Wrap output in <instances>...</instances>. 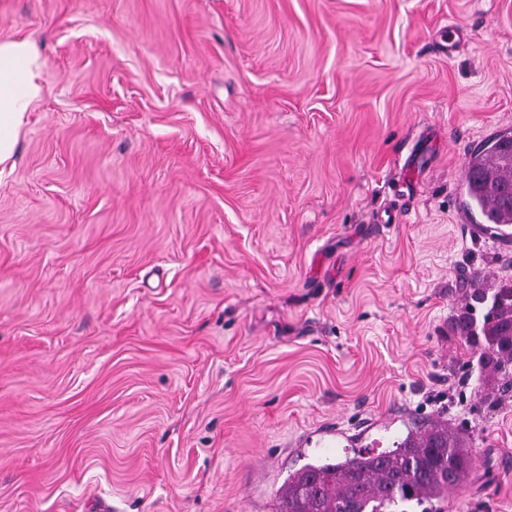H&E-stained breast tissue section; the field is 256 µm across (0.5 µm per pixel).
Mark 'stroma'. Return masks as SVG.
<instances>
[{"mask_svg": "<svg viewBox=\"0 0 512 512\" xmlns=\"http://www.w3.org/2000/svg\"><path fill=\"white\" fill-rule=\"evenodd\" d=\"M14 36L45 66L0 170V512H278L438 417L474 457L444 512H512V392L448 331L512 280L462 203L512 0H0Z\"/></svg>", "mask_w": 512, "mask_h": 512, "instance_id": "obj_1", "label": "stroma"}]
</instances>
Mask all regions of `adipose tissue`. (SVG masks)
Listing matches in <instances>:
<instances>
[{"label": "adipose tissue", "instance_id": "adipose-tissue-1", "mask_svg": "<svg viewBox=\"0 0 512 512\" xmlns=\"http://www.w3.org/2000/svg\"><path fill=\"white\" fill-rule=\"evenodd\" d=\"M44 62L25 37L0 39V165L12 160L42 97Z\"/></svg>", "mask_w": 512, "mask_h": 512}]
</instances>
